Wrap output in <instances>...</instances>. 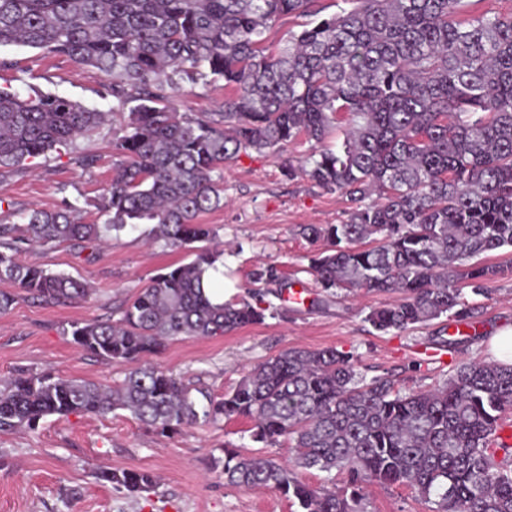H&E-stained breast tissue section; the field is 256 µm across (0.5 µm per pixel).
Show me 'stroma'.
Masks as SVG:
<instances>
[{
	"label": "stroma",
	"instance_id": "stroma-1",
	"mask_svg": "<svg viewBox=\"0 0 512 512\" xmlns=\"http://www.w3.org/2000/svg\"><path fill=\"white\" fill-rule=\"evenodd\" d=\"M0 90L28 98L53 93L85 108L106 113V121L73 145L14 167L0 182V224H14L31 208L55 210L71 205L83 221L99 220L94 206L112 177L113 137L122 123L112 108L110 78L98 69L76 65L69 57L17 45L0 47ZM224 83L182 84L175 100L189 114L224 109ZM301 141L280 154L267 149L241 151L217 175L224 204L200 216L216 233L210 249L223 274L224 298L252 300V275L271 268L280 283L268 286L266 301L274 316L217 336L169 342L153 362L191 387L214 398L232 391L247 370L291 348H333L350 355L365 378L390 377L396 390H427L442 384L463 362L494 359L492 336L512 327V276L499 278L489 295H469L476 309L466 342L446 347L455 327L442 317L405 330L381 332L369 313L393 302L392 293L324 292L310 266L324 242L304 238L305 224H337L348 204L301 176H289V163L308 153ZM95 156L93 167L81 156ZM149 225L112 237L94 252H78L71 243L29 246L22 262L70 274L92 290L82 304L47 305L17 285L0 281V292L13 294L11 309L0 314V380L25 371L50 372L120 383L128 365L108 363L72 343V322L95 317L116 319L151 279L170 265L189 261V249L153 241ZM306 289L304 302L279 297L281 283ZM247 418L216 424L197 423L163 437L129 413L104 416H50L37 431L0 432V512H299L294 500L270 489L250 490L212 472L225 447L243 453L287 459L288 446L264 448L251 438ZM149 472L156 489L139 493L101 481L100 468ZM364 512H431L432 506L398 485L369 486Z\"/></svg>",
	"mask_w": 512,
	"mask_h": 512
}]
</instances>
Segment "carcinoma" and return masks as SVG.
<instances>
[{"mask_svg": "<svg viewBox=\"0 0 512 512\" xmlns=\"http://www.w3.org/2000/svg\"><path fill=\"white\" fill-rule=\"evenodd\" d=\"M315 0H0V46L48 48L112 78L116 111L127 114L113 142L112 180L96 204L101 224L71 209H31L0 224V281L45 303L86 300L80 280L19 262L24 246L71 242L79 251L141 224L174 248L209 242L199 215L221 206L213 173L247 148L280 151L304 137L317 144L338 117L349 127L337 150L298 161L317 185L349 204L340 224H307L326 242L312 261L326 290L399 292L374 309L379 331L404 330L474 311L455 281L487 294L505 274L473 258L512 248V13L466 16L465 0H353V7L290 33L264 52L272 22L311 16ZM224 80V125L181 113L172 92L187 81ZM102 113L40 93L0 91V179L28 159L67 147ZM379 237L378 245L355 244ZM216 256L167 268L117 320L70 324L81 351L135 363L122 382L21 372L0 386V432L34 430L48 416L126 410L163 436L200 419L246 417L266 447L286 442L285 461L224 449V480L268 488L301 512H361L366 487L401 484L432 512H512V454L497 431L512 410V363L474 359L447 381L401 393L386 377L367 382L333 348L290 349L249 371L221 400L143 362L169 342L222 335L263 321L268 308L216 303L203 285ZM298 468L350 473L348 490L317 487ZM99 479L130 492L154 486L146 472L102 468Z\"/></svg>", "mask_w": 512, "mask_h": 512, "instance_id": "cac0c4a2", "label": "carcinoma"}]
</instances>
